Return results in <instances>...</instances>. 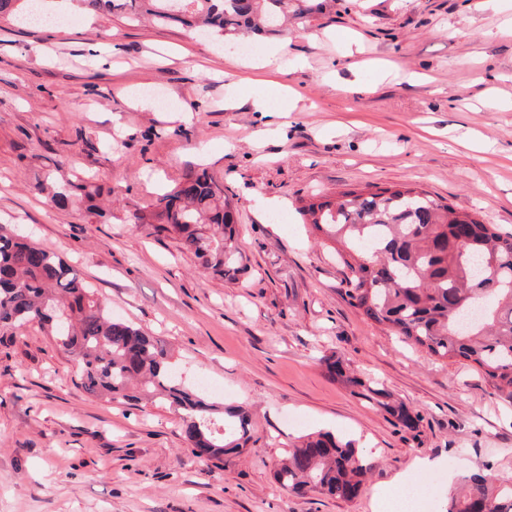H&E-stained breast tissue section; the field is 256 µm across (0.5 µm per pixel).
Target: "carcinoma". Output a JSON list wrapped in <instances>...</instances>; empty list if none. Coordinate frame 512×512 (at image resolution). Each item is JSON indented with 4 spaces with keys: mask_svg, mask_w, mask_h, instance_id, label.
Masks as SVG:
<instances>
[{
    "mask_svg": "<svg viewBox=\"0 0 512 512\" xmlns=\"http://www.w3.org/2000/svg\"><path fill=\"white\" fill-rule=\"evenodd\" d=\"M98 11L124 9L128 19L149 15L237 42L250 32L275 34L281 22L299 24L310 0H85ZM31 0H0V18L26 16ZM303 215L350 270L348 302L427 354L465 361L497 392L512 399V232L461 215L414 188L347 191L334 201L310 203ZM236 209L224 184L206 171L189 172L159 194L149 212L134 210L133 224L176 234L202 268L229 279L246 270L234 242ZM36 322L70 353L79 385L136 405L159 396L180 415L190 452L209 461L238 454L251 440L249 415L181 384L158 341L116 320L77 271L58 254L0 225V329ZM328 375L375 404L404 429L422 417L379 383L350 371L341 358H322ZM374 462L330 434L309 437L277 465L288 491L340 500L360 493ZM447 512H512V486L492 473L463 476L462 492Z\"/></svg>",
    "mask_w": 512,
    "mask_h": 512,
    "instance_id": "cac0c4a2",
    "label": "carcinoma"
}]
</instances>
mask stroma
Here are the masks:
<instances>
[{
  "instance_id": "35a3bbf8",
  "label": "stroma",
  "mask_w": 512,
  "mask_h": 512,
  "mask_svg": "<svg viewBox=\"0 0 512 512\" xmlns=\"http://www.w3.org/2000/svg\"><path fill=\"white\" fill-rule=\"evenodd\" d=\"M473 2L319 0L308 22L251 36L254 55L84 0H45L58 25L0 22V224L55 250L113 317L166 345L186 386L208 378L254 426L241 454L198 461L167 404L89 395L41 326L0 330V512H373L400 475L433 481L441 512L462 476L512 473V402L361 316L335 244L300 213L407 185L512 232V0ZM258 93L288 111H255ZM201 166L236 207L235 281L128 220ZM330 353L419 427L329 377ZM318 431L374 461L356 499L277 482L275 463Z\"/></svg>"
}]
</instances>
